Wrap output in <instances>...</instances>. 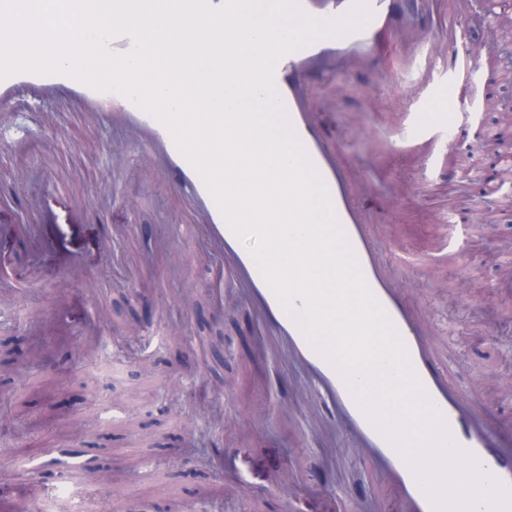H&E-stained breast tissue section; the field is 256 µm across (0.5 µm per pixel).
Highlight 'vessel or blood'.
Returning a JSON list of instances; mask_svg holds the SVG:
<instances>
[{
  "instance_id": "1",
  "label": "vessel or blood",
  "mask_w": 512,
  "mask_h": 512,
  "mask_svg": "<svg viewBox=\"0 0 512 512\" xmlns=\"http://www.w3.org/2000/svg\"><path fill=\"white\" fill-rule=\"evenodd\" d=\"M353 3L354 0H300L303 10L317 18L343 15ZM368 3L372 17L360 31L316 41L279 59L274 71L275 86L292 126L326 183L336 217L348 237L364 281L392 320L416 376L444 415L454 441L476 457L484 472L512 487V439L501 435L476 409L477 388L454 382L449 370L440 365L425 318L375 248V227L366 220L371 195L360 191L354 168L340 159L326 139L321 115L308 94L312 76L328 73L339 62L357 63L381 46L392 28L397 4L395 0H368ZM453 3V11L447 12L441 8L442 0H429L432 22L439 36L424 46V66L412 90L415 98L422 99L432 93L435 72L453 77L481 62L479 47L460 46V21L469 10L470 0H453ZM58 92L81 104L88 120H106L123 128L130 143L146 151L157 175L163 181L174 182L189 200L186 228L203 242L207 252L218 258V286L212 291L213 297L220 302L225 295L234 294L251 305L267 334V351L286 352L310 381L315 401L325 410L320 429L343 425L358 454L368 462L383 466L403 512H434L406 461L368 419L338 370L310 346L298 323L281 308L254 260L253 240L240 239L231 231L215 197L162 122L122 94L96 91L63 73L22 71L0 78V109L14 108L23 97ZM465 101L462 94L449 98L448 112L436 128L422 124L417 113H409L411 125L418 127L423 138L422 144L416 147L418 156L428 155L434 149V141H446L454 133Z\"/></svg>"
}]
</instances>
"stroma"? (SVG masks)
<instances>
[{"mask_svg":"<svg viewBox=\"0 0 512 512\" xmlns=\"http://www.w3.org/2000/svg\"><path fill=\"white\" fill-rule=\"evenodd\" d=\"M423 60L392 46L384 63L345 67L309 86L339 157L364 169L378 204L373 223L388 232L383 258L456 363L457 380L478 386L489 415L512 425V211L483 216L474 170L495 165L481 134L498 130L512 85L494 84L480 67L415 100L410 86ZM469 89L462 132L447 155L422 162L399 150L387 114L438 120L449 90ZM10 126L25 131L31 152L0 143V224L24 215L52 231L49 251L0 240V379L18 367L25 382L49 371L62 390L35 433L19 431L23 455H0V470L42 469L49 498L31 512H200L223 496L224 512H400L380 470L361 462L343 433L307 426L311 398L296 367L262 354L254 315L236 301L216 307L205 289L214 260L179 233L187 203L173 184L154 181L145 156L110 155L125 144L108 123L89 126L63 99L22 103ZM84 209L81 221L67 210ZM471 209L482 219L460 236V262L441 250L454 224L443 213ZM113 259L104 262L103 243ZM77 253L83 281L66 305L62 263ZM98 320L100 346L79 361L77 332ZM40 349L43 367L31 365ZM132 455L134 472L110 471L85 486L77 466Z\"/></svg>","mask_w":512,"mask_h":512,"instance_id":"35a3bbf8","label":"stroma"}]
</instances>
